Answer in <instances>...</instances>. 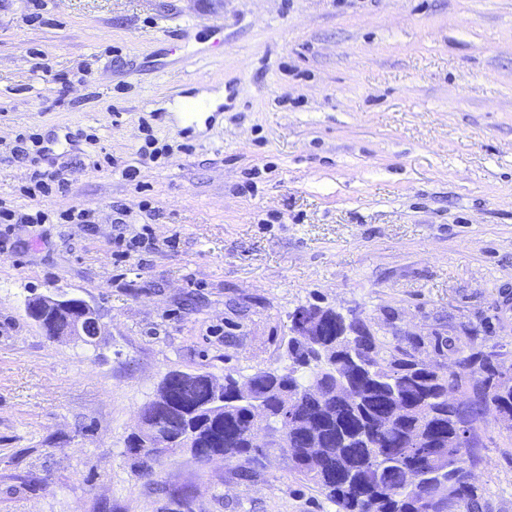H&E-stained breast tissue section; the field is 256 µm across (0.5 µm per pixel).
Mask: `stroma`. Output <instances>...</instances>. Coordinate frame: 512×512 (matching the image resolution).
Returning <instances> with one entry per match:
<instances>
[{
  "label": "stroma",
  "mask_w": 512,
  "mask_h": 512,
  "mask_svg": "<svg viewBox=\"0 0 512 512\" xmlns=\"http://www.w3.org/2000/svg\"><path fill=\"white\" fill-rule=\"evenodd\" d=\"M0 203L48 215L0 223V512H336L278 450L146 476L127 438L168 372L285 366L302 305L512 359V0H0ZM52 293L96 346L29 318ZM486 435L473 482L512 512V431ZM187 101H196L200 104V108L196 112H186L184 104ZM218 104V101L216 100V97L213 95H201L196 99H190V100H183L179 99L176 100L172 105L171 108L174 112H178L179 114L184 112V118L181 119V122L189 126H194L196 121V114L198 112H211L215 109L216 105ZM181 116V114H180ZM186 127V128H188ZM72 298L65 294L41 295L28 300L26 310L30 318L41 324L45 336L56 338H75L87 345H95L102 333L101 318L98 311L87 302L79 307L70 301ZM68 311L76 313L73 318L75 323L71 329L64 333H56L70 326L69 316L60 313ZM56 315L53 319V327L56 332L48 331L45 319Z\"/></svg>",
  "instance_id": "stroma-1"
}]
</instances>
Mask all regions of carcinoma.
I'll list each match as a JSON object with an SVG mask.
<instances>
[{
    "mask_svg": "<svg viewBox=\"0 0 512 512\" xmlns=\"http://www.w3.org/2000/svg\"><path fill=\"white\" fill-rule=\"evenodd\" d=\"M305 310L333 320L319 323L321 335L307 345L288 337V365L247 376L249 397L238 393L231 372L220 391L208 373L173 372L157 390L163 404L151 400L141 414L174 436L191 432L187 451L201 461L250 462L264 454L250 441L253 401L261 400L268 430L279 431L290 418L289 446L279 448L290 470L316 485L337 512H482L486 502L471 470L483 456L461 438L483 433L489 412L512 415V387L492 353L459 350L456 371L425 369L418 365L422 339L380 336L357 314L315 304ZM218 398L224 410L213 414L209 406ZM458 399L468 416L459 415ZM310 431L322 440L315 456L306 454ZM127 448L145 474L161 461L135 431Z\"/></svg>",
    "mask_w": 512,
    "mask_h": 512,
    "instance_id": "1",
    "label": "carcinoma"
}]
</instances>
